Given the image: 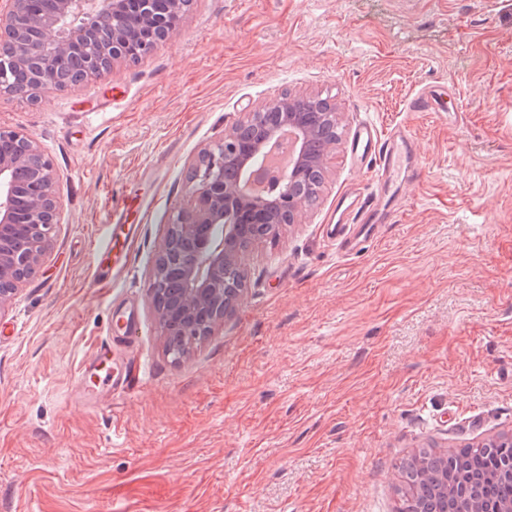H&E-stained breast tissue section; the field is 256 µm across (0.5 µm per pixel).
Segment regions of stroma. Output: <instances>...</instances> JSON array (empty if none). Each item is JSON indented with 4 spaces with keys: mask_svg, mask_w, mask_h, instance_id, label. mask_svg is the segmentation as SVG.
I'll return each instance as SVG.
<instances>
[{
    "mask_svg": "<svg viewBox=\"0 0 512 512\" xmlns=\"http://www.w3.org/2000/svg\"><path fill=\"white\" fill-rule=\"evenodd\" d=\"M427 89L447 111H411ZM288 92L340 114L320 200L247 252L236 311L172 359L149 267L183 172L247 104ZM400 123L419 174L342 252L321 226L373 176L352 135ZM0 126L38 138L62 203L0 312V512H399L419 450L512 436V0H194L137 65L0 95ZM134 197L130 266L97 277L89 247ZM128 307L138 380L113 405L73 403Z\"/></svg>",
    "mask_w": 512,
    "mask_h": 512,
    "instance_id": "stroma-1",
    "label": "stroma"
}]
</instances>
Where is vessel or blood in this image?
I'll return each instance as SVG.
<instances>
[{
	"instance_id": "b4317fda",
	"label": "vessel or blood",
	"mask_w": 512,
	"mask_h": 512,
	"mask_svg": "<svg viewBox=\"0 0 512 512\" xmlns=\"http://www.w3.org/2000/svg\"><path fill=\"white\" fill-rule=\"evenodd\" d=\"M414 147V140L406 131L393 130L385 139H378L373 127H364L357 135L356 149L366 154L373 165L374 178L378 186L396 182L401 174L404 161ZM340 209L350 215L349 223L329 224L325 232L330 241L339 243L346 251H353L360 239L375 237V209L364 199H342ZM144 218L141 206L127 202L116 213L113 223L115 234L109 235L94 244L95 258H112L113 274H121L129 264L133 248V238L125 227L129 220ZM127 324L122 317L112 319L114 334L110 347H97L86 357L80 367L77 379L82 389V401L97 404L103 395L115 397L127 393L135 383L136 361L129 344L121 333Z\"/></svg>"
}]
</instances>
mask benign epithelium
I'll return each mask as SVG.
<instances>
[{"label":"benign epithelium","instance_id":"7a95c632","mask_svg":"<svg viewBox=\"0 0 512 512\" xmlns=\"http://www.w3.org/2000/svg\"><path fill=\"white\" fill-rule=\"evenodd\" d=\"M37 0H4L0 7V40L16 41L29 27L40 30L36 52L51 67L56 57L73 54L79 61L72 82L104 74L97 56L85 47L90 30L112 26V64L123 61L130 32L145 24L168 39L174 29L165 16L178 13L183 0H143L136 19L128 17L127 0H55L56 11L40 18ZM300 96L278 98L249 107L224 137L203 149L185 172L190 204L181 209L153 254L152 305L159 323L165 315L158 305L157 284L170 272L179 274L180 300L174 315L191 341L198 340V321L216 325L231 315L244 296L246 247L238 246L241 223H267L281 236L309 211L298 170L310 167L327 175L329 158L338 143L310 152L314 131L296 121ZM17 151L0 153V310L19 291L26 272L41 263L50 248V230L59 223L61 204L55 174L37 138L0 128Z\"/></svg>","mask_w":512,"mask_h":512}]
</instances>
